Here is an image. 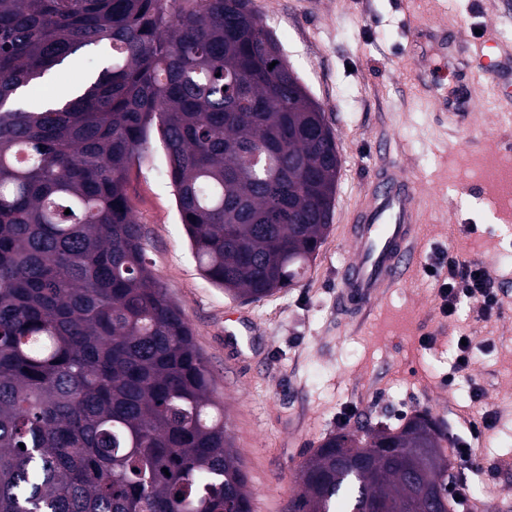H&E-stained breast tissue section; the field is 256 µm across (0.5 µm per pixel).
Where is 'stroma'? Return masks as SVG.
Masks as SVG:
<instances>
[{
  "mask_svg": "<svg viewBox=\"0 0 512 512\" xmlns=\"http://www.w3.org/2000/svg\"><path fill=\"white\" fill-rule=\"evenodd\" d=\"M290 68L325 110L341 167L329 233L305 277L259 302L236 299L201 274L180 222L159 131L133 162L128 194L144 231L155 278L185 313L223 402L234 449L253 493V512H288L308 449L349 426H397L428 414L447 436L469 439V419L487 411L494 426L472 478L490 512H512V212L496 183L460 181L466 163L501 166L512 141V92L478 74L496 47L512 52V0H253ZM415 36H408V28ZM482 30L473 55L438 65L444 87L464 85L477 103L473 125L453 136L428 92L420 61L436 31ZM416 181L418 252L401 285L366 318L336 307L339 271L349 260L346 229L379 150ZM475 233H467L468 225ZM482 263L500 290L502 314L440 311L438 283L425 265L443 253ZM475 338L468 370L449 378L450 339ZM482 393L472 402V388Z\"/></svg>",
  "mask_w": 512,
  "mask_h": 512,
  "instance_id": "stroma-1",
  "label": "stroma"
}]
</instances>
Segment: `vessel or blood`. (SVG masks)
I'll use <instances>...</instances> for the list:
<instances>
[{
    "mask_svg": "<svg viewBox=\"0 0 512 512\" xmlns=\"http://www.w3.org/2000/svg\"><path fill=\"white\" fill-rule=\"evenodd\" d=\"M474 110L472 97L449 101L451 129L468 130ZM420 222L414 179L391 154H383L347 229L351 259L340 272V311L370 310L385 292L399 285L416 258Z\"/></svg>",
    "mask_w": 512,
    "mask_h": 512,
    "instance_id": "obj_1",
    "label": "vessel or blood"
}]
</instances>
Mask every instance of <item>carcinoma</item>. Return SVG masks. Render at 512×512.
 <instances>
[{
	"label": "carcinoma",
	"mask_w": 512,
	"mask_h": 512,
	"mask_svg": "<svg viewBox=\"0 0 512 512\" xmlns=\"http://www.w3.org/2000/svg\"><path fill=\"white\" fill-rule=\"evenodd\" d=\"M77 54L98 67L59 104L6 107ZM319 107L251 0H0V512H252L128 173L159 124L203 276L260 301L304 278L331 226ZM444 438L425 414L343 427L307 451L288 512H448L412 501L403 460L434 449L418 481L449 486Z\"/></svg>",
	"instance_id": "obj_1"
}]
</instances>
